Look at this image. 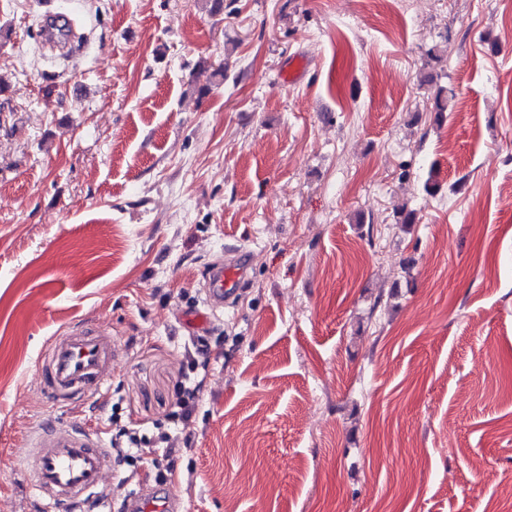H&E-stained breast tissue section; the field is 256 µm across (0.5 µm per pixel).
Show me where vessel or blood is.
Wrapping results in <instances>:
<instances>
[{
	"mask_svg": "<svg viewBox=\"0 0 512 512\" xmlns=\"http://www.w3.org/2000/svg\"><path fill=\"white\" fill-rule=\"evenodd\" d=\"M249 261L248 252L235 250L208 268L202 309L184 317L186 327H205L232 304L246 283ZM119 353L110 329L71 323L41 355L39 391L56 404L98 394L111 381ZM24 468L42 512H77L81 501L102 487L112 457L99 434L76 423L45 421L28 440ZM126 509L183 512V502L176 483L158 488L143 483L127 498Z\"/></svg>",
	"mask_w": 512,
	"mask_h": 512,
	"instance_id": "1",
	"label": "vessel or blood"
}]
</instances>
